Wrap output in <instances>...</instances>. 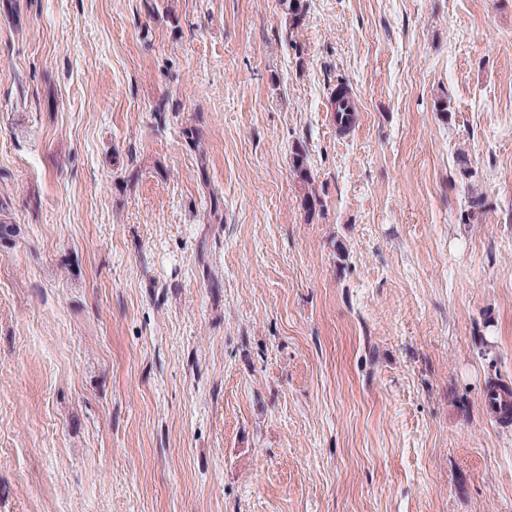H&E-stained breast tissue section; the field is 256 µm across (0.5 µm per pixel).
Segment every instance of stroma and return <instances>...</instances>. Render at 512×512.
I'll use <instances>...</instances> for the list:
<instances>
[{
    "instance_id": "35a3bbf8",
    "label": "stroma",
    "mask_w": 512,
    "mask_h": 512,
    "mask_svg": "<svg viewBox=\"0 0 512 512\" xmlns=\"http://www.w3.org/2000/svg\"><path fill=\"white\" fill-rule=\"evenodd\" d=\"M302 4L0 0V512H512V0ZM485 393L488 397L490 409L498 411V409L504 408L502 414L498 416L499 418H511L512 393L507 384L499 382L498 380L490 381L485 387Z\"/></svg>"
}]
</instances>
